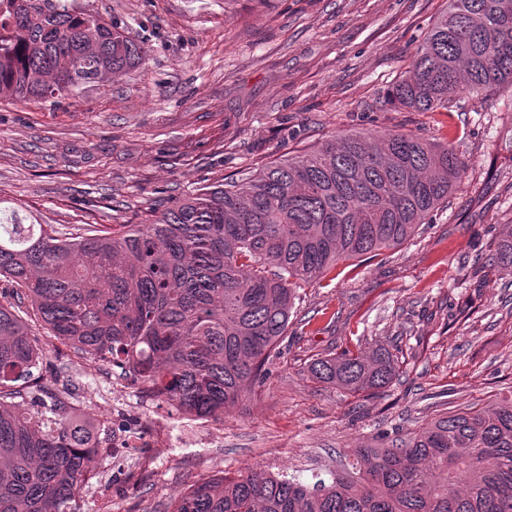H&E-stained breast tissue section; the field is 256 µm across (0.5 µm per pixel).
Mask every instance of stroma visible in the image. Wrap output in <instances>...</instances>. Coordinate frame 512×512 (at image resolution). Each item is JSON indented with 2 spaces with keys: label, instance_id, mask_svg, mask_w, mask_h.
Here are the masks:
<instances>
[{
  "label": "stroma",
  "instance_id": "1",
  "mask_svg": "<svg viewBox=\"0 0 512 512\" xmlns=\"http://www.w3.org/2000/svg\"><path fill=\"white\" fill-rule=\"evenodd\" d=\"M145 51L137 68L57 103L0 99V200L29 222L149 224L194 190L354 131L452 144L461 183L397 249L301 286L269 374L223 422L142 398L119 369L50 352L99 443L141 427L153 461L126 480L108 454L79 512H168L187 484L251 467L311 481L366 438L406 436L445 411L512 393V271L485 263L512 224V86L442 112L388 102L448 0H70ZM401 337L378 394L313 380L309 362Z\"/></svg>",
  "mask_w": 512,
  "mask_h": 512
}]
</instances>
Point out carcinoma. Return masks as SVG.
I'll return each instance as SVG.
<instances>
[{"mask_svg":"<svg viewBox=\"0 0 512 512\" xmlns=\"http://www.w3.org/2000/svg\"><path fill=\"white\" fill-rule=\"evenodd\" d=\"M0 22V97L64 98L140 65L144 49L64 0H11ZM512 86V0H448L388 101L448 110ZM452 146L356 132L197 190L151 224L63 232L0 216V512H76L99 442L72 420L43 363L59 342L105 362L177 414L224 420L266 374L295 286L409 241L456 189ZM488 261L512 270V224ZM30 306L31 322L18 314ZM46 330L42 341L33 331ZM397 341L317 357L312 378L376 394L399 379ZM348 467L252 469L195 480L171 512H512V394L441 414L398 444L366 441Z\"/></svg>","mask_w":512,"mask_h":512,"instance_id":"obj_1","label":"carcinoma"}]
</instances>
